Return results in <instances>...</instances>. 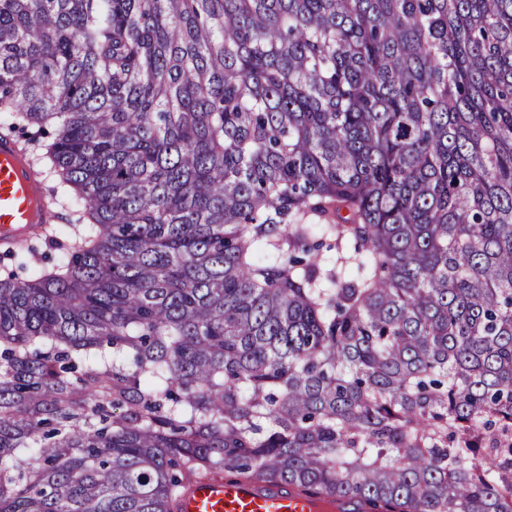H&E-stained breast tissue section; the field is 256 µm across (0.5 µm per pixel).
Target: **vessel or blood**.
Wrapping results in <instances>:
<instances>
[{"instance_id":"b4317fda","label":"vessel or blood","mask_w":512,"mask_h":512,"mask_svg":"<svg viewBox=\"0 0 512 512\" xmlns=\"http://www.w3.org/2000/svg\"><path fill=\"white\" fill-rule=\"evenodd\" d=\"M44 183L26 153L0 138V243H18L56 216L44 204ZM182 512H363L354 499L325 502L284 483H263L221 476L192 484Z\"/></svg>"}]
</instances>
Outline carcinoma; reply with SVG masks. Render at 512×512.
Instances as JSON below:
<instances>
[{
    "instance_id": "carcinoma-1",
    "label": "carcinoma",
    "mask_w": 512,
    "mask_h": 512,
    "mask_svg": "<svg viewBox=\"0 0 512 512\" xmlns=\"http://www.w3.org/2000/svg\"><path fill=\"white\" fill-rule=\"evenodd\" d=\"M0 129L71 232L0 278V512H512V0H0ZM354 499L321 502L284 483H263L221 476L192 484L181 512H363Z\"/></svg>"
}]
</instances>
